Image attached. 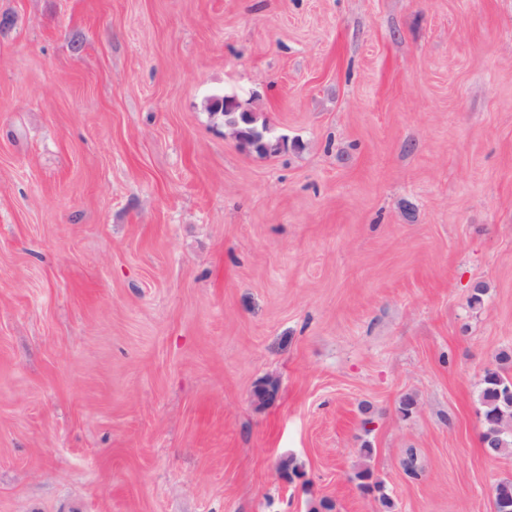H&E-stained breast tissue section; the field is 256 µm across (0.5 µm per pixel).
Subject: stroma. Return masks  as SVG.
Returning a JSON list of instances; mask_svg holds the SVG:
<instances>
[{
    "instance_id": "35a3bbf8",
    "label": "stroma",
    "mask_w": 512,
    "mask_h": 512,
    "mask_svg": "<svg viewBox=\"0 0 512 512\" xmlns=\"http://www.w3.org/2000/svg\"><path fill=\"white\" fill-rule=\"evenodd\" d=\"M504 350L512 0H0V512H494ZM224 98L232 103H240L239 98L236 94H228L224 92ZM224 101V107L222 110L216 109L212 104L211 100L208 102V110L213 114H220L224 118V125L227 127L229 120L232 117L238 119L239 131L236 134V139L242 144L252 147L257 153L268 155L276 153L280 148L279 139L273 134L272 128L266 121H263L260 125L257 123V119L253 112H235L230 115L228 112V104ZM243 115L244 120L241 119ZM479 402L483 431L481 444L496 455L512 448V377L497 368L486 369L481 380Z\"/></svg>"
}]
</instances>
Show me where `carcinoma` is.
Wrapping results in <instances>:
<instances>
[{
	"mask_svg": "<svg viewBox=\"0 0 512 512\" xmlns=\"http://www.w3.org/2000/svg\"><path fill=\"white\" fill-rule=\"evenodd\" d=\"M208 110L224 118L229 123L233 117L238 118V133L236 139L252 147L257 153L268 155L280 148L279 138L273 134L267 122L257 123L251 112H228V107L218 110L208 105ZM479 402L482 411L483 431L480 436L481 444L488 453L500 454L512 448V377L497 368L484 371L481 380ZM360 487L367 491L380 493V500L386 506L390 505L388 496L384 493V484L373 480L371 471L367 468L356 473Z\"/></svg>",
	"mask_w": 512,
	"mask_h": 512,
	"instance_id": "carcinoma-1",
	"label": "carcinoma"
}]
</instances>
